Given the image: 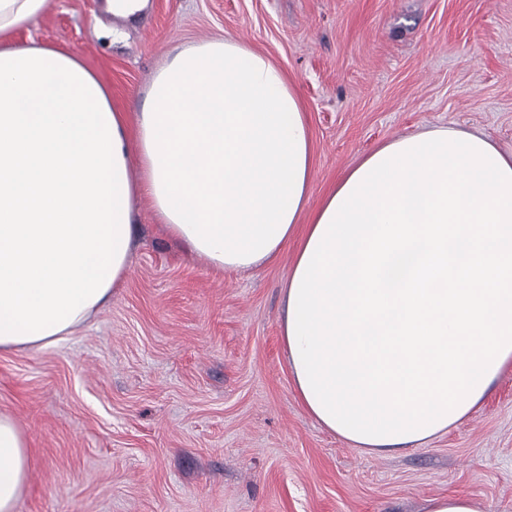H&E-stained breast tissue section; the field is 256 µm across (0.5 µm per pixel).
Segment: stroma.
I'll return each mask as SVG.
<instances>
[{
    "mask_svg": "<svg viewBox=\"0 0 512 512\" xmlns=\"http://www.w3.org/2000/svg\"><path fill=\"white\" fill-rule=\"evenodd\" d=\"M49 0L15 42L78 54L134 114L181 45L232 39L288 76L313 139L312 203L376 147L453 127L512 148V0ZM294 256L217 270L140 199L111 301L37 352L0 351V412L29 444L17 512H423L460 492L512 512V366L468 419L366 454L293 384L280 323Z\"/></svg>",
    "mask_w": 512,
    "mask_h": 512,
    "instance_id": "stroma-1",
    "label": "stroma"
}]
</instances>
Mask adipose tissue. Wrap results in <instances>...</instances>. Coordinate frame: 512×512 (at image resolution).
<instances>
[{
  "label": "adipose tissue",
  "mask_w": 512,
  "mask_h": 512,
  "mask_svg": "<svg viewBox=\"0 0 512 512\" xmlns=\"http://www.w3.org/2000/svg\"><path fill=\"white\" fill-rule=\"evenodd\" d=\"M48 0H0V350L65 340L124 279L136 203L214 268L297 241L281 335L298 395L366 453L445 434L512 364V152L445 127L381 145L311 205L302 100L234 40L179 49L135 124L68 52L9 41ZM30 459L0 413V512Z\"/></svg>",
  "instance_id": "adipose-tissue-1"
}]
</instances>
